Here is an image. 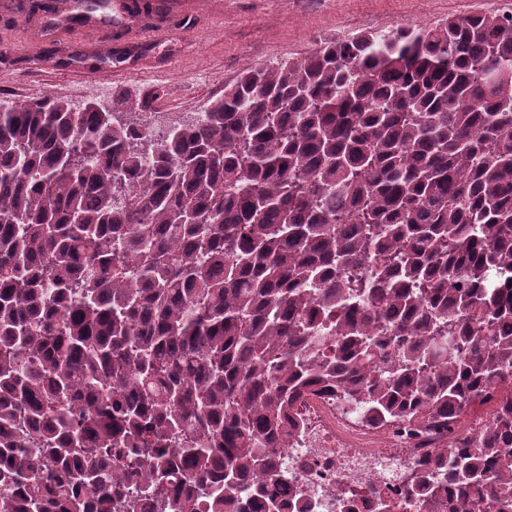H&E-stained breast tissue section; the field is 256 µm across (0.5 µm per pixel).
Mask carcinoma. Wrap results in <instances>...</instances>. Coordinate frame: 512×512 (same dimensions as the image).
<instances>
[{
	"instance_id": "carcinoma-1",
	"label": "carcinoma",
	"mask_w": 512,
	"mask_h": 512,
	"mask_svg": "<svg viewBox=\"0 0 512 512\" xmlns=\"http://www.w3.org/2000/svg\"><path fill=\"white\" fill-rule=\"evenodd\" d=\"M123 104L0 98V512H282L315 390L495 398L435 464L455 512H512V15L248 69L161 141Z\"/></svg>"
}]
</instances>
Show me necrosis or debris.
<instances>
[{
	"label": "necrosis or debris",
	"mask_w": 512,
	"mask_h": 512,
	"mask_svg": "<svg viewBox=\"0 0 512 512\" xmlns=\"http://www.w3.org/2000/svg\"><path fill=\"white\" fill-rule=\"evenodd\" d=\"M495 409L489 400L448 424H383L335 393L307 395L290 413L293 434L274 495L304 512H384L437 449L464 445Z\"/></svg>",
	"instance_id": "4bbe7bcc"
}]
</instances>
